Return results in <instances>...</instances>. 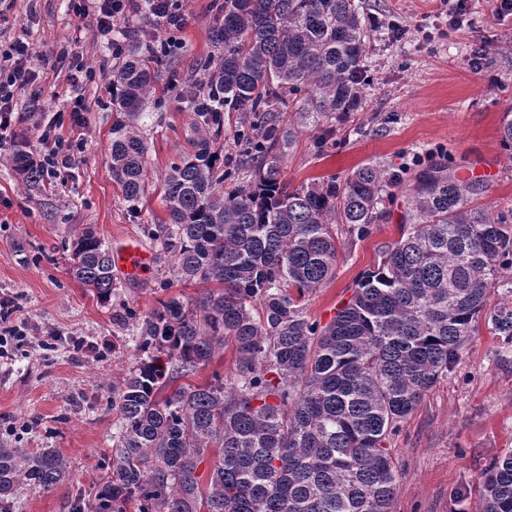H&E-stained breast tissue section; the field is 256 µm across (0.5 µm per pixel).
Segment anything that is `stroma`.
Here are the masks:
<instances>
[{
    "instance_id": "stroma-1",
    "label": "stroma",
    "mask_w": 512,
    "mask_h": 512,
    "mask_svg": "<svg viewBox=\"0 0 512 512\" xmlns=\"http://www.w3.org/2000/svg\"><path fill=\"white\" fill-rule=\"evenodd\" d=\"M216 0H191L180 49L159 67L146 104V189L132 216L110 171L109 145L116 112L109 92L119 62L97 40L91 23L75 17L69 0H15L6 33L42 52L69 45L82 51L93 82L68 85L50 61L37 85L41 110L17 101L18 131L38 153L37 126L62 121L61 133L81 139L72 169L44 192H26L0 156V297L14 301L12 325L26 339L0 353V445L52 448L70 467L51 489L28 487L9 512H72L78 493L90 491L111 455L118 417L112 387L135 362L132 334L161 300L191 301L203 282L175 281L169 258L152 236L166 218L162 181L193 146V112L182 92L215 57L210 30ZM372 18L365 43L360 107L335 123L299 133L281 154L289 187L377 164L398 172L447 157L458 177L479 185L476 202L512 211V158L499 145L504 113H512V16L499 18V0H466L464 22L448 23L446 0H355ZM85 96L82 125L65 121L71 100ZM385 221L365 239L340 236L333 280L310 295L307 314L327 324L350 298L355 279L385 245L400 237L404 190L395 188ZM94 226L107 244L132 239L150 257L147 275L115 274L108 301L77 281L70 245L77 231ZM169 283L161 291V283ZM479 327L459 361L434 386L386 443L399 487L392 512H476L478 477L512 448V353Z\"/></svg>"
}]
</instances>
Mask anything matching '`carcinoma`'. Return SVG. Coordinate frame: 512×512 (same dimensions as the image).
<instances>
[{"label":"carcinoma","mask_w":512,"mask_h":512,"mask_svg":"<svg viewBox=\"0 0 512 512\" xmlns=\"http://www.w3.org/2000/svg\"><path fill=\"white\" fill-rule=\"evenodd\" d=\"M366 19L354 0H224L214 66L183 99L206 136L164 179L168 221L155 237L184 281L216 288L186 305L159 301L132 337L140 352L121 386L106 473L74 512H390L397 489L385 441L484 323L512 351V214L474 206L477 183L442 160L409 179L369 164L289 189L279 153L303 129L355 111L364 85ZM110 169L131 213L145 191L140 127L160 48H121ZM291 108L288 128L280 106ZM244 113L230 156L213 149L224 109ZM500 145L512 157V114ZM9 160L25 189L43 176L16 136ZM243 179L224 194V179ZM406 184L401 238L361 272L324 326L306 298L335 277L336 225L362 240ZM71 270L105 300L112 252L91 227L71 244ZM499 301L488 306L492 292ZM234 346L232 379L163 391ZM208 463L206 476L197 474ZM67 460L50 448H0V504L25 485L50 489ZM480 512H512V450L478 482Z\"/></svg>","instance_id":"carcinoma-1"}]
</instances>
